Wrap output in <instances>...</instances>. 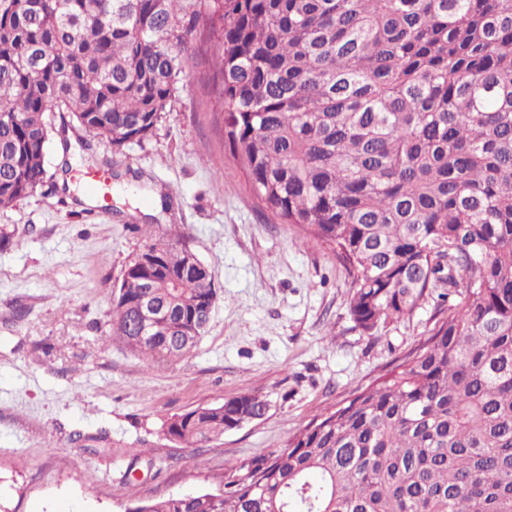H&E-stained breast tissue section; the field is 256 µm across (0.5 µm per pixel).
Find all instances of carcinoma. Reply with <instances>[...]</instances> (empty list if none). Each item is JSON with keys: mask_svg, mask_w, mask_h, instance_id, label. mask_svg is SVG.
<instances>
[{"mask_svg": "<svg viewBox=\"0 0 512 512\" xmlns=\"http://www.w3.org/2000/svg\"><path fill=\"white\" fill-rule=\"evenodd\" d=\"M180 0H0V207L44 180L48 119L116 149L149 137L175 91ZM224 138L257 199L338 253L370 331L427 294L448 318L376 386L284 449L135 512H512V0H212ZM115 286L111 340L188 354L216 301L189 249L147 246ZM164 305L144 335L130 312ZM267 400L170 419L220 439Z\"/></svg>", "mask_w": 512, "mask_h": 512, "instance_id": "1", "label": "carcinoma"}]
</instances>
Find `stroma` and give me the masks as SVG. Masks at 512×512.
<instances>
[{"label":"stroma","instance_id":"stroma-1","mask_svg":"<svg viewBox=\"0 0 512 512\" xmlns=\"http://www.w3.org/2000/svg\"><path fill=\"white\" fill-rule=\"evenodd\" d=\"M208 31L196 23L198 48L181 55L152 136L118 151L51 115L43 185L0 208L21 235L0 248V512H125L208 487L369 387L448 315L432 294L401 320L357 325L336 253L267 211L233 159ZM97 171L110 178L105 213L59 185ZM153 195L160 208L144 215ZM174 229L217 302L196 348L152 362L111 341L113 286ZM243 393L266 398L267 413L204 444L192 468L167 420Z\"/></svg>","mask_w":512,"mask_h":512}]
</instances>
